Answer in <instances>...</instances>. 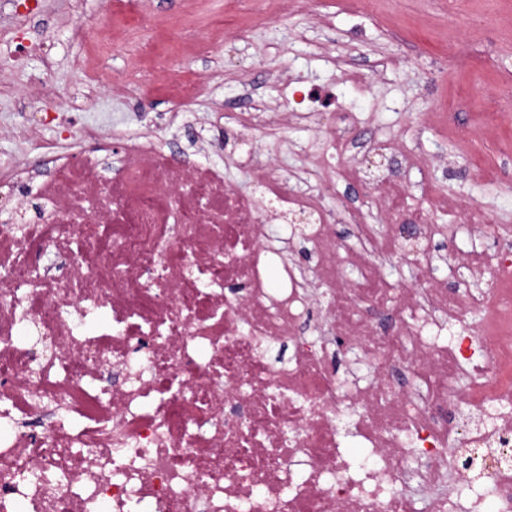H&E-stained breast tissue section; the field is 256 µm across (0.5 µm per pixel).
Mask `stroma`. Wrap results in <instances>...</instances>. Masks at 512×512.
<instances>
[{"label": "stroma", "instance_id": "stroma-1", "mask_svg": "<svg viewBox=\"0 0 512 512\" xmlns=\"http://www.w3.org/2000/svg\"><path fill=\"white\" fill-rule=\"evenodd\" d=\"M131 8L153 27L128 30ZM80 24L108 49L75 40ZM345 69L363 85L345 81ZM146 71L150 79L129 85ZM182 73L202 84L187 104L165 88ZM245 81L271 110L261 135L227 120L245 105ZM41 84L47 94L37 93ZM510 85L512 0H473L454 15L448 0H392L380 12L360 0H280L273 14L260 0H0V171L91 125L151 129L178 159L222 166L230 185L257 193L228 156L256 148L294 171L324 147V125L344 127L349 111L367 136L420 158L406 210L424 207L431 181L453 201L437 221L454 235L431 253L468 249L481 227L491 254L501 246L495 225H512V112L487 126L471 104Z\"/></svg>", "mask_w": 512, "mask_h": 512}]
</instances>
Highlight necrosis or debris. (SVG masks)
I'll return each instance as SVG.
<instances>
[{"label":"necrosis or debris","mask_w":512,"mask_h":512,"mask_svg":"<svg viewBox=\"0 0 512 512\" xmlns=\"http://www.w3.org/2000/svg\"><path fill=\"white\" fill-rule=\"evenodd\" d=\"M326 137L306 192L244 164L283 210L312 209L350 145L336 129ZM123 168L103 179L98 153L82 150L59 155L47 178L9 175L46 208L0 224V512H418L420 491L428 512H476L448 492L465 473L448 463L460 438L502 454L487 476L494 512H512V256L475 252L494 277L453 299L377 278L378 254L418 262L441 235L440 187L405 250L402 177H378L386 230L365 205L340 203L360 248L314 225L319 288L288 265L272 288L283 249L221 169L174 163L148 133L125 139ZM46 255L69 258L66 275ZM345 264L360 278L343 280ZM476 307V336L448 338ZM277 345L287 364L272 363ZM346 417L363 458L344 447Z\"/></svg>","instance_id":"necrosis-or-debris-1"}]
</instances>
